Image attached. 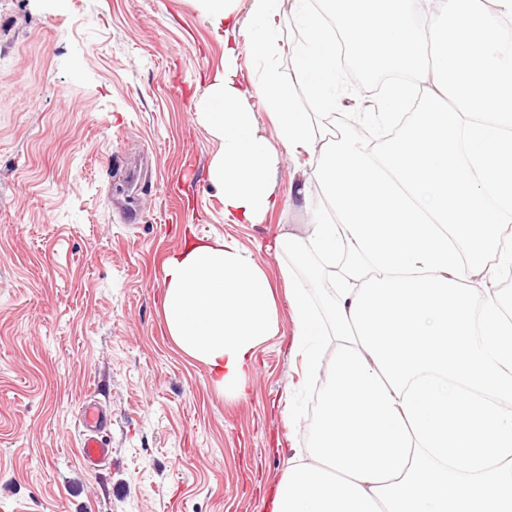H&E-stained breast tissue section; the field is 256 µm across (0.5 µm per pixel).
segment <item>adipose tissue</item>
<instances>
[{"label":"adipose tissue","mask_w":512,"mask_h":512,"mask_svg":"<svg viewBox=\"0 0 512 512\" xmlns=\"http://www.w3.org/2000/svg\"><path fill=\"white\" fill-rule=\"evenodd\" d=\"M238 0H199L223 32L224 72L195 104L218 141L207 181L228 224H261L279 202L282 154L312 170L327 200L306 236L282 233L280 276L295 327L292 348L322 384L310 459L287 466L269 512H512V310L494 284L512 268V0H294L293 50L311 97L334 112L360 72L402 73L381 98L358 103L361 122L397 121L421 105L392 151L374 159L355 131L315 142L311 118L283 88L269 25L284 0H250L263 63L240 80ZM272 111L277 142L251 99ZM346 268L320 301L308 288L337 256ZM169 336L207 365L213 386L245 395L254 352L276 332L268 277L231 240L199 242L164 263ZM336 340L329 373L318 364Z\"/></svg>","instance_id":"ef3b65f1"}]
</instances>
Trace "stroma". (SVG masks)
I'll list each match as a JSON object with an SVG mask.
<instances>
[{
	"mask_svg": "<svg viewBox=\"0 0 512 512\" xmlns=\"http://www.w3.org/2000/svg\"><path fill=\"white\" fill-rule=\"evenodd\" d=\"M272 23L281 82L327 137L291 0ZM223 68L197 0H0V512H267L278 440L309 457L285 296L237 399L165 327L163 264L184 233L235 240L274 281V237L311 221L285 160L267 221L225 223L206 180L219 144L194 118ZM87 400L112 418V456L92 469Z\"/></svg>",
	"mask_w": 512,
	"mask_h": 512,
	"instance_id": "obj_1",
	"label": "stroma"
}]
</instances>
